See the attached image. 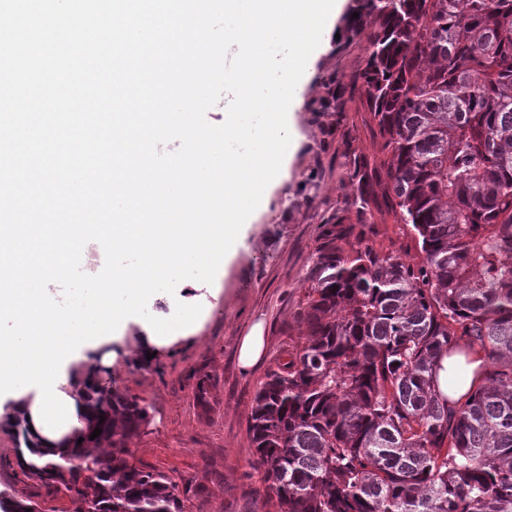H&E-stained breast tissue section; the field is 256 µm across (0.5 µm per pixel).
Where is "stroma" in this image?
I'll return each mask as SVG.
<instances>
[{
    "label": "stroma",
    "instance_id": "stroma-1",
    "mask_svg": "<svg viewBox=\"0 0 512 512\" xmlns=\"http://www.w3.org/2000/svg\"><path fill=\"white\" fill-rule=\"evenodd\" d=\"M334 39V32H327L310 61L295 109L300 143L287 178L244 227V245L218 285L201 282L187 294L191 303L210 308L198 332L160 350L150 370H140L141 354L129 343L115 347L108 368L113 387L152 408L148 426L130 442L134 463L180 487L203 485L185 512H259L265 484L252 464L254 396L268 370L285 362L302 341L295 314L308 290L304 277L321 223L336 204L345 150L370 157L378 152L357 104L343 114L327 105L332 77L365 65L362 43L337 51ZM258 320L264 323L265 353L246 372L238 362L239 345ZM203 378L208 388L202 396ZM15 448L12 433L0 429V492L36 496L40 485L17 466Z\"/></svg>",
    "mask_w": 512,
    "mask_h": 512
}]
</instances>
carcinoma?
<instances>
[{
	"label": "carcinoma",
	"instance_id": "obj_1",
	"mask_svg": "<svg viewBox=\"0 0 512 512\" xmlns=\"http://www.w3.org/2000/svg\"><path fill=\"white\" fill-rule=\"evenodd\" d=\"M359 17H353V14ZM371 23L370 32L365 24ZM364 67L329 105L360 103L380 155L345 154L309 257L305 341L256 392L253 464L275 512H512V0H355ZM409 228L390 242L375 213ZM476 349L467 396L440 388L442 360ZM90 412L61 461L22 420L19 466L74 512H185L168 478L132 462L150 405L89 369ZM102 429L90 439L94 429ZM4 512H41L30 497Z\"/></svg>",
	"mask_w": 512,
	"mask_h": 512
}]
</instances>
